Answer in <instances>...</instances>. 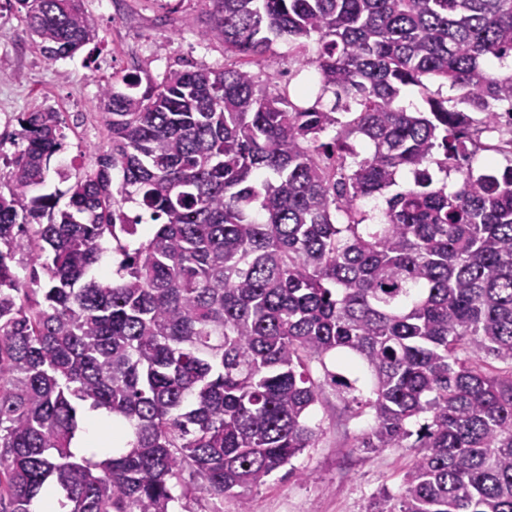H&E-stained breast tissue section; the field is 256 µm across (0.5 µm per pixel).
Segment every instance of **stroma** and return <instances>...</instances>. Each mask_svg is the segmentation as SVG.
<instances>
[{
	"instance_id": "35a3bbf8",
	"label": "stroma",
	"mask_w": 512,
	"mask_h": 512,
	"mask_svg": "<svg viewBox=\"0 0 512 512\" xmlns=\"http://www.w3.org/2000/svg\"><path fill=\"white\" fill-rule=\"evenodd\" d=\"M97 37L74 57L48 60L37 50L19 13L0 0V155L18 149L11 133L15 116L52 108L64 122V146L55 164L90 165L105 131L97 105L99 86L132 68L159 79L183 62L217 68L224 46L201 40L212 21L209 0H83ZM257 79L270 88L285 84L319 86L312 70L300 69L287 42L251 63ZM323 428L315 447L253 489L249 512H366L382 488H396L410 459L404 448L366 454L353 438L370 426L352 417L332 389H325L311 413Z\"/></svg>"
}]
</instances>
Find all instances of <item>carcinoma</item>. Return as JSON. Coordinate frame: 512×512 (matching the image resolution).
I'll return each mask as SVG.
<instances>
[{"instance_id":"cac0c4a2","label":"carcinoma","mask_w":512,"mask_h":512,"mask_svg":"<svg viewBox=\"0 0 512 512\" xmlns=\"http://www.w3.org/2000/svg\"><path fill=\"white\" fill-rule=\"evenodd\" d=\"M82 2L16 0L48 59L94 37ZM209 2L203 39L253 59L284 40L333 103L271 93L235 63L114 76L107 143L63 208L40 192L60 113L16 116L0 169V512L43 496L174 512L177 486L248 512L319 439L326 386L373 420L353 447L411 451L369 512H512V127L479 141L512 103V70L487 67L512 57V0ZM407 86L427 111L397 106ZM480 150L509 164L476 170ZM403 170L413 184L393 193ZM378 197L369 224L360 203ZM109 251L112 275L87 278ZM85 408L127 440L74 452Z\"/></svg>"}]
</instances>
